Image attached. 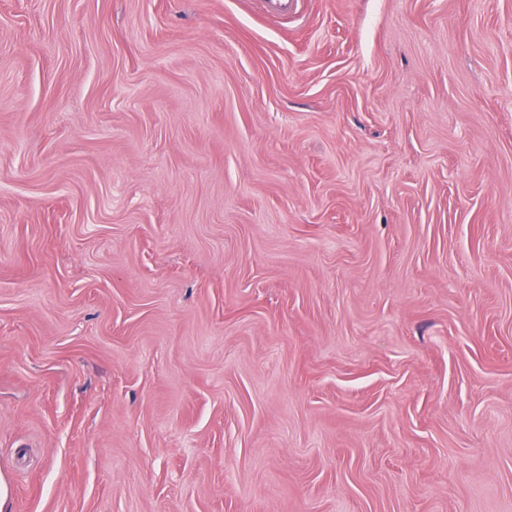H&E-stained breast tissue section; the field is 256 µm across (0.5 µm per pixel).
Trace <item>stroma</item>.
Wrapping results in <instances>:
<instances>
[{
  "instance_id": "obj_1",
  "label": "stroma",
  "mask_w": 512,
  "mask_h": 512,
  "mask_svg": "<svg viewBox=\"0 0 512 512\" xmlns=\"http://www.w3.org/2000/svg\"><path fill=\"white\" fill-rule=\"evenodd\" d=\"M0 512H512V0H0ZM263 14L269 18H288V15H297L303 0H256Z\"/></svg>"
}]
</instances>
